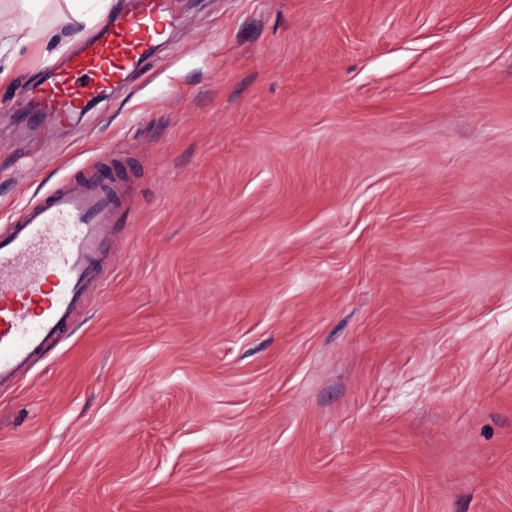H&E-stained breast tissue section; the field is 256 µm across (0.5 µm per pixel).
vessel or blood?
<instances>
[{"mask_svg":"<svg viewBox=\"0 0 512 512\" xmlns=\"http://www.w3.org/2000/svg\"><path fill=\"white\" fill-rule=\"evenodd\" d=\"M183 0H120L62 64L21 88L27 111L64 128L154 58ZM128 187L94 169L28 204L0 232V390L15 387L100 287L113 227L132 223Z\"/></svg>","mask_w":512,"mask_h":512,"instance_id":"vessel-or-blood-1","label":"vessel or blood"}]
</instances>
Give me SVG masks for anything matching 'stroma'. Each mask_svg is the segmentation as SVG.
<instances>
[{
    "label": "stroma",
    "mask_w": 512,
    "mask_h": 512,
    "mask_svg": "<svg viewBox=\"0 0 512 512\" xmlns=\"http://www.w3.org/2000/svg\"><path fill=\"white\" fill-rule=\"evenodd\" d=\"M0 77V230L129 181L0 391V512H512V0H196L66 134Z\"/></svg>",
    "instance_id": "1"
}]
</instances>
